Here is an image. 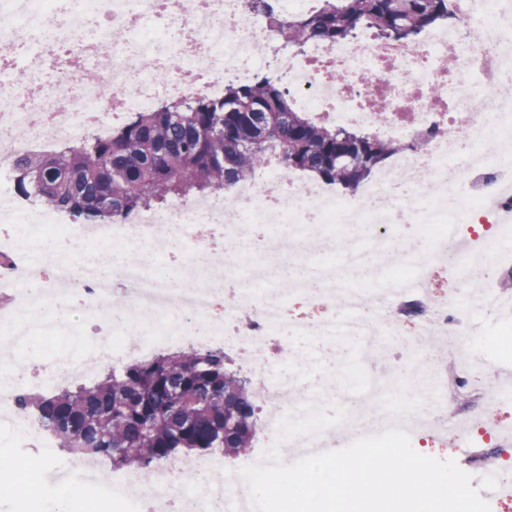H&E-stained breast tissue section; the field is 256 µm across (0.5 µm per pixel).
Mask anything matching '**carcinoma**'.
<instances>
[{
  "mask_svg": "<svg viewBox=\"0 0 512 512\" xmlns=\"http://www.w3.org/2000/svg\"><path fill=\"white\" fill-rule=\"evenodd\" d=\"M264 15L289 48L335 45L363 30L379 41L414 42L454 19L450 0H317L315 10L283 18L273 0H242ZM280 77L259 73L199 95L137 112L109 138L16 160L17 193L65 211L80 224L126 219L158 209L172 196L209 197L251 179L278 156L284 174L307 172L322 183L354 190L402 149L390 139L327 125L292 106ZM219 350L191 348L129 363L90 385L53 395L19 394L21 409L76 456L114 467L152 463L175 453L240 455L256 432L250 382Z\"/></svg>",
  "mask_w": 512,
  "mask_h": 512,
  "instance_id": "carcinoma-1",
  "label": "carcinoma"
}]
</instances>
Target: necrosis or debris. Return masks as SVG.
I'll return each mask as SVG.
<instances>
[{"mask_svg":"<svg viewBox=\"0 0 512 512\" xmlns=\"http://www.w3.org/2000/svg\"><path fill=\"white\" fill-rule=\"evenodd\" d=\"M451 4L454 26L428 29L413 44L364 31L299 54L275 45L266 19L245 13L241 0H0V72H14L0 75V335L19 349L37 337L59 341L46 364L31 366L34 382L50 389L62 377L164 346L249 352L268 407L260 450L272 445L289 392L266 356L273 340L402 350L418 385L452 394L467 386L466 344L441 366L419 356L399 337L400 322L380 309L399 303L403 285L428 276L436 262L452 272L448 301L420 299L421 335L445 334L472 306L489 313L493 298L512 296L499 283L512 273V236L497 216L512 178V0ZM270 65L316 118L401 143L362 194L337 198L335 187L284 174L273 159L215 197L181 199L116 224H75L59 211L37 212L12 188L19 156L81 144L163 98L221 95L226 82ZM62 82L72 88L64 100L54 94ZM410 223L421 225L423 245L406 250L399 227ZM452 224L482 246L479 263L462 266ZM229 246L235 254L228 258ZM300 248L308 256L304 273L277 281L282 250ZM145 249L165 266L141 264L135 254ZM40 265L51 270L50 281L39 280ZM481 280L486 295L471 297ZM292 295L338 313L288 320L282 310ZM63 304L85 322L56 316ZM126 335L136 344L125 345ZM367 385L351 402L348 423L369 434L388 420L443 423L452 411L443 405L428 418L403 392L380 394L372 378ZM21 389L15 369L1 367L0 431L19 447H50L46 429L18 407ZM223 470V458L210 456L153 468L146 481L116 471L104 484L86 459L68 456L56 462L53 480L110 496L129 512H225L230 500L245 512L246 487Z\"/></svg>","mask_w":512,"mask_h":512,"instance_id":"1","label":"necrosis or debris"}]
</instances>
